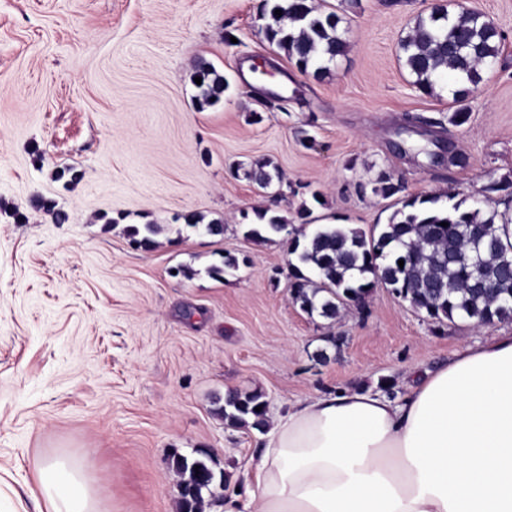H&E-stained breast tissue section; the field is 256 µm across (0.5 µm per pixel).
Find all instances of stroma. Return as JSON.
<instances>
[{"label":"stroma","mask_w":512,"mask_h":512,"mask_svg":"<svg viewBox=\"0 0 512 512\" xmlns=\"http://www.w3.org/2000/svg\"><path fill=\"white\" fill-rule=\"evenodd\" d=\"M433 2L314 0L349 44L318 80L267 42L261 0H0V512H37L36 464L69 453L111 512H177L172 452L213 456L226 491L252 479L261 433L214 414L228 390L261 392L272 424L341 389L389 379L402 393L409 369L512 332V319L432 321L382 286L336 319L308 315L289 295L287 240L246 236L260 209L297 227L308 206L368 233L409 198L512 183V0H461L504 41L460 126L453 77L424 94L400 51ZM256 57L272 82L246 76ZM201 60L229 83L202 111ZM266 160L283 174L274 198L246 175ZM383 170L400 186L388 198L373 191ZM188 213L223 235L194 232ZM139 224L160 225L154 247L131 246ZM222 253L238 268L211 277Z\"/></svg>","instance_id":"35a3bbf8"}]
</instances>
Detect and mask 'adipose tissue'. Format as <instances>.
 Instances as JSON below:
<instances>
[{"mask_svg": "<svg viewBox=\"0 0 512 512\" xmlns=\"http://www.w3.org/2000/svg\"><path fill=\"white\" fill-rule=\"evenodd\" d=\"M256 487L223 512H512V334L416 371L398 398L342 390L280 417ZM40 512H110L88 465H36Z\"/></svg>", "mask_w": 512, "mask_h": 512, "instance_id": "ef3b65f1", "label": "adipose tissue"}]
</instances>
